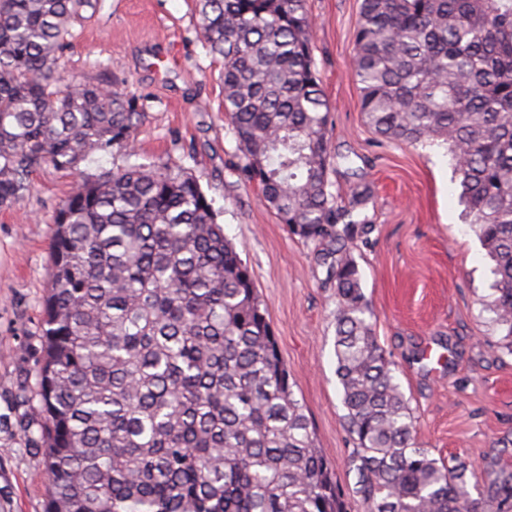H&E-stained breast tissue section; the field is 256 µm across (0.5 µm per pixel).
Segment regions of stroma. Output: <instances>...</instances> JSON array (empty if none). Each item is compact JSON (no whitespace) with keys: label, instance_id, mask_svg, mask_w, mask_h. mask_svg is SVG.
Instances as JSON below:
<instances>
[{"label":"stroma","instance_id":"stroma-1","mask_svg":"<svg viewBox=\"0 0 512 512\" xmlns=\"http://www.w3.org/2000/svg\"><path fill=\"white\" fill-rule=\"evenodd\" d=\"M306 6L331 150L350 155L373 190L366 213L375 230L369 243L355 242L353 256L417 441L436 458L460 454L512 470V353L488 309L492 262L465 220L448 148L379 141L349 74L361 0ZM198 21L196 0H91L70 28L63 62L74 79L115 83L136 98L135 162L180 165L212 199L252 272L316 445L347 489L353 443L336 377L335 290L314 265L313 244L229 170L224 63L198 40ZM125 162L96 150L72 171L40 168L29 194L0 210V512H45L35 382L56 212L81 179Z\"/></svg>","mask_w":512,"mask_h":512}]
</instances>
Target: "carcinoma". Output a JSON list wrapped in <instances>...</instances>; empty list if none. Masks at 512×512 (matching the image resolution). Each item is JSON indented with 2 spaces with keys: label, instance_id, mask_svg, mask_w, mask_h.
<instances>
[{
  "label": "carcinoma",
  "instance_id": "obj_1",
  "mask_svg": "<svg viewBox=\"0 0 512 512\" xmlns=\"http://www.w3.org/2000/svg\"><path fill=\"white\" fill-rule=\"evenodd\" d=\"M89 0H0V208L44 166L134 152L143 113L62 64ZM224 60L230 171L319 245L336 289V376L367 512H512V472L436 459L375 336L352 246L370 186L329 172L328 104L305 0H198ZM350 75L380 139L448 145L466 218L493 262V321L512 353V0H362ZM185 168L83 179L55 217L36 396L46 512H345L296 398L251 270Z\"/></svg>",
  "mask_w": 512,
  "mask_h": 512
}]
</instances>
